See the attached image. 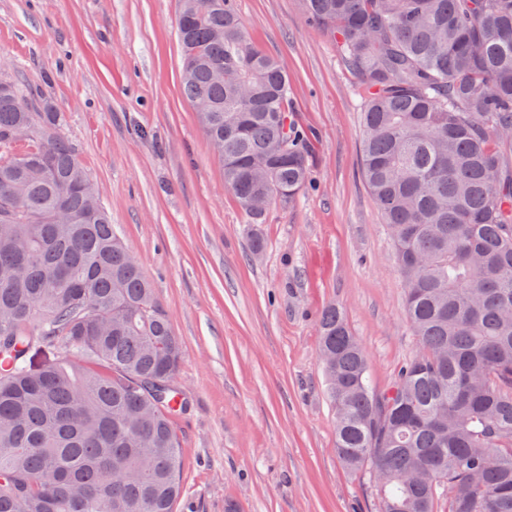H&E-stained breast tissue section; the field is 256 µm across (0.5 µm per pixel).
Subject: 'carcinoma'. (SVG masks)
Listing matches in <instances>:
<instances>
[{
	"label": "carcinoma",
	"mask_w": 512,
	"mask_h": 512,
	"mask_svg": "<svg viewBox=\"0 0 512 512\" xmlns=\"http://www.w3.org/2000/svg\"><path fill=\"white\" fill-rule=\"evenodd\" d=\"M180 0L183 92L250 223L310 183L288 72ZM361 82L362 174L420 352L373 388L335 306L336 453L379 512H512V0H301ZM51 100L0 79V512H174L182 345Z\"/></svg>",
	"instance_id": "obj_1"
}]
</instances>
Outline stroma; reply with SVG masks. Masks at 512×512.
Here are the masks:
<instances>
[{
    "label": "stroma",
    "mask_w": 512,
    "mask_h": 512,
    "mask_svg": "<svg viewBox=\"0 0 512 512\" xmlns=\"http://www.w3.org/2000/svg\"><path fill=\"white\" fill-rule=\"evenodd\" d=\"M288 70L312 182L251 226L182 93L179 0H0V78L49 97L182 343L176 512H376L336 453L318 315L336 305L377 388L418 350L395 249L361 176L363 102L299 0H236Z\"/></svg>",
    "instance_id": "1"
}]
</instances>
